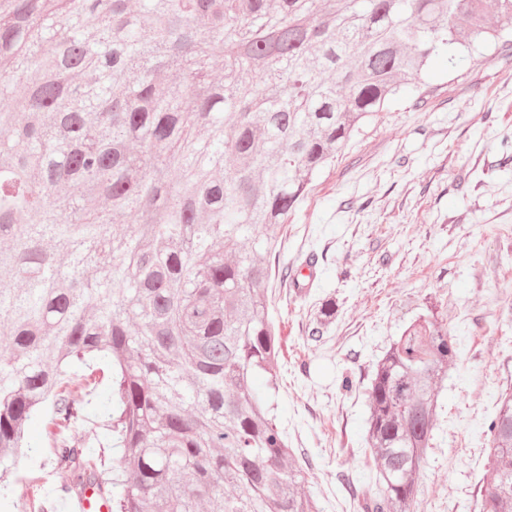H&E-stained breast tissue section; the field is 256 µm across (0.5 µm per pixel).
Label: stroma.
<instances>
[{
    "instance_id": "35a3bbf8",
    "label": "stroma",
    "mask_w": 512,
    "mask_h": 512,
    "mask_svg": "<svg viewBox=\"0 0 512 512\" xmlns=\"http://www.w3.org/2000/svg\"><path fill=\"white\" fill-rule=\"evenodd\" d=\"M512 49L490 45L422 92H404L352 132L314 177L282 229L280 262L317 264L306 296L268 290L282 339L278 416L322 512H350L343 476L369 482L363 448L375 365L402 328L432 312L458 341L439 388L434 445L412 512H480L490 479L486 429L512 390ZM336 318L322 341L307 327L323 299ZM349 388H342V381ZM44 418L10 461L0 512H25L30 491L68 483L44 472Z\"/></svg>"
}]
</instances>
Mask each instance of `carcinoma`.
Segmentation results:
<instances>
[{"instance_id":"1","label":"carcinoma","mask_w":512,"mask_h":512,"mask_svg":"<svg viewBox=\"0 0 512 512\" xmlns=\"http://www.w3.org/2000/svg\"><path fill=\"white\" fill-rule=\"evenodd\" d=\"M509 36L512 0H0V463L44 410L61 500L320 512L272 402L283 225L360 120ZM454 356L420 316L378 361L359 512H411ZM488 432L480 508L512 512V392Z\"/></svg>"}]
</instances>
